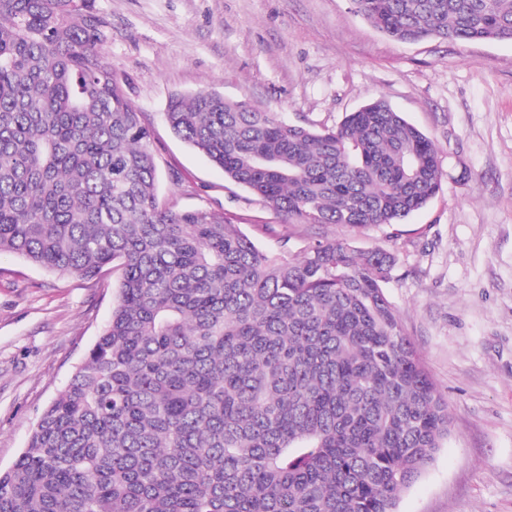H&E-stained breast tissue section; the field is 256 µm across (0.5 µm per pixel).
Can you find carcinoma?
Returning <instances> with one entry per match:
<instances>
[{"mask_svg":"<svg viewBox=\"0 0 512 512\" xmlns=\"http://www.w3.org/2000/svg\"><path fill=\"white\" fill-rule=\"evenodd\" d=\"M89 2L0 0V252L119 281L0 472V512H397L449 417L384 292L395 255L271 254L160 201L152 131ZM352 4L400 42L512 41V0ZM165 116L281 224H399L442 186L434 142L381 97L322 130L208 89Z\"/></svg>","mask_w":512,"mask_h":512,"instance_id":"obj_1","label":"carcinoma"}]
</instances>
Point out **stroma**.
Segmentation results:
<instances>
[{"mask_svg": "<svg viewBox=\"0 0 512 512\" xmlns=\"http://www.w3.org/2000/svg\"><path fill=\"white\" fill-rule=\"evenodd\" d=\"M103 54L151 125L159 196L209 207L268 253L345 238L338 225L276 223L260 198L178 139L170 97L205 87L280 113L338 124L384 97L438 147L442 188L357 244L397 258L388 299L451 424L398 512H512V42L393 41L350 0H92ZM179 181H171L169 171ZM118 281L60 277L0 254V471L25 450L112 313Z\"/></svg>", "mask_w": 512, "mask_h": 512, "instance_id": "1", "label": "stroma"}]
</instances>
